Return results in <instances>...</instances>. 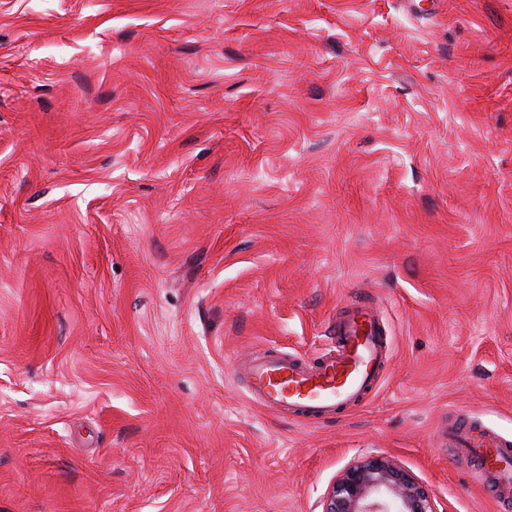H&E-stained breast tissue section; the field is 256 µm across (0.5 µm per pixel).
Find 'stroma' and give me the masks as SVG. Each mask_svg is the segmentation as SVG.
<instances>
[{
	"label": "stroma",
	"instance_id": "35a3bbf8",
	"mask_svg": "<svg viewBox=\"0 0 512 512\" xmlns=\"http://www.w3.org/2000/svg\"><path fill=\"white\" fill-rule=\"evenodd\" d=\"M361 303L360 403L250 401ZM452 414L512 438V0H0V512H503ZM319 507L318 512H439L424 485L384 454L359 457L340 470Z\"/></svg>",
	"mask_w": 512,
	"mask_h": 512
}]
</instances>
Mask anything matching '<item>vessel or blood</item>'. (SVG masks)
<instances>
[{
  "label": "vessel or blood",
  "instance_id": "obj_1",
  "mask_svg": "<svg viewBox=\"0 0 512 512\" xmlns=\"http://www.w3.org/2000/svg\"><path fill=\"white\" fill-rule=\"evenodd\" d=\"M334 333V354L314 365L266 355L252 358L244 371L251 399L309 421L359 402L380 377L388 341L367 305L337 318ZM445 439L485 473L483 486L491 498L512 504V439L465 416L449 422Z\"/></svg>",
  "mask_w": 512,
  "mask_h": 512
}]
</instances>
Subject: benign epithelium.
Instances as JSON below:
<instances>
[{"mask_svg": "<svg viewBox=\"0 0 512 512\" xmlns=\"http://www.w3.org/2000/svg\"><path fill=\"white\" fill-rule=\"evenodd\" d=\"M319 507V512H439L424 485L384 454L359 457L340 470Z\"/></svg>", "mask_w": 512, "mask_h": 512, "instance_id": "1", "label": "benign epithelium"}]
</instances>
